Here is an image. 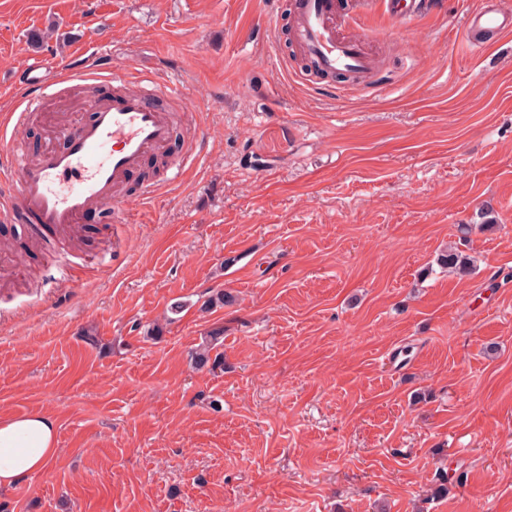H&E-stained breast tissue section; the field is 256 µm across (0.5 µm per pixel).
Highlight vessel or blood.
I'll return each mask as SVG.
<instances>
[{"instance_id":"obj_1","label":"vessel or blood","mask_w":512,"mask_h":512,"mask_svg":"<svg viewBox=\"0 0 512 512\" xmlns=\"http://www.w3.org/2000/svg\"><path fill=\"white\" fill-rule=\"evenodd\" d=\"M392 20L409 23L432 6V0H381ZM333 0H296V41L313 71L324 77L354 76L371 63L360 40L341 38L332 23ZM512 32V10L499 0H486L468 14L462 40L467 51L480 52L503 34ZM105 80L111 98L94 102L87 118L49 129L52 140L37 159H29L20 134L30 113L45 97L64 85ZM17 104L0 118V142L7 143V167L0 179V214L29 217L37 226L59 231L78 227L81 218L97 210L121 212V195L130 174L146 160L165 155L173 134L170 118L154 99L185 101V90L151 76H132L111 69L94 55L80 56L74 66L33 62L14 84Z\"/></svg>"}]
</instances>
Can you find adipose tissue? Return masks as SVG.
Masks as SVG:
<instances>
[{"mask_svg": "<svg viewBox=\"0 0 512 512\" xmlns=\"http://www.w3.org/2000/svg\"><path fill=\"white\" fill-rule=\"evenodd\" d=\"M57 431L42 413L0 417V488L48 469L58 454Z\"/></svg>", "mask_w": 512, "mask_h": 512, "instance_id": "adipose-tissue-1", "label": "adipose tissue"}]
</instances>
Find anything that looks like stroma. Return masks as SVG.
Instances as JSON below:
<instances>
[{"label":"stroma","instance_id":"35a3bbf8","mask_svg":"<svg viewBox=\"0 0 512 512\" xmlns=\"http://www.w3.org/2000/svg\"><path fill=\"white\" fill-rule=\"evenodd\" d=\"M482 2L363 19L378 81L338 95L295 0H0V86L90 49L195 105L135 223L0 217V414L59 446L0 512H512V34L463 49Z\"/></svg>","mask_w":512,"mask_h":512}]
</instances>
